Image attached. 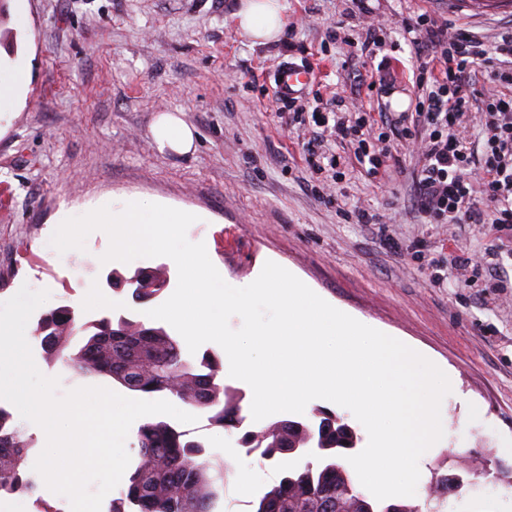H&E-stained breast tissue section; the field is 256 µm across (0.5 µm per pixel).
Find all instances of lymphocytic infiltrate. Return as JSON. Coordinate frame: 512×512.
<instances>
[{"label": "lymphocytic infiltrate", "mask_w": 512, "mask_h": 512, "mask_svg": "<svg viewBox=\"0 0 512 512\" xmlns=\"http://www.w3.org/2000/svg\"><path fill=\"white\" fill-rule=\"evenodd\" d=\"M418 62L412 111L396 113L415 158L412 206L428 224H512V28L494 49L467 29L449 31L447 23L418 15L403 30ZM479 87L462 88L465 74ZM321 145H308L309 169L336 171L341 158L326 149L337 140L349 144L369 174L387 170L394 155L388 141L373 143L371 123L346 112L312 111ZM481 120L482 156L474 158L466 123Z\"/></svg>", "instance_id": "1"}]
</instances>
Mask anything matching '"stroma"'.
<instances>
[{"label": "stroma", "instance_id": "1", "mask_svg": "<svg viewBox=\"0 0 512 512\" xmlns=\"http://www.w3.org/2000/svg\"><path fill=\"white\" fill-rule=\"evenodd\" d=\"M278 40L254 45L235 13L239 0H0V65L28 70L24 104L0 116V302L21 286L48 290L42 311L72 307L84 319L103 315L143 319L146 304L131 287L107 284L112 264L105 232H92L81 250L58 255L50 243L65 206L109 196H144L207 216L191 225L189 241L207 245L227 283L245 282L273 261L328 303L402 341L447 369L451 393L441 405L448 428L443 447L424 462L466 474L472 458L486 470L449 495L450 512L495 490L512 489V224H424L411 209L415 166L399 138V166L373 178L346 170L331 186L333 203L311 192L300 159L313 127L276 117L269 76L285 61L305 60L324 101L345 99L349 110L392 112L393 95L412 96L415 56L402 42L405 19L427 13L451 28L465 27L494 46L512 26V0H284ZM375 31L399 43L389 55L387 83L365 90L376 60L356 53ZM178 111L196 133L188 155L159 153L154 118ZM359 209L372 224H350ZM475 256L462 270L459 256ZM29 344L39 371L60 391L103 386L46 359ZM189 425L226 477L213 512H252L280 478L278 464L241 443L244 429ZM249 472L253 489L238 495ZM0 512H70L64 496L36 481L32 491L0 498Z\"/></svg>", "mask_w": 512, "mask_h": 512}]
</instances>
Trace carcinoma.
I'll use <instances>...</instances> for the list:
<instances>
[{
    "mask_svg": "<svg viewBox=\"0 0 512 512\" xmlns=\"http://www.w3.org/2000/svg\"><path fill=\"white\" fill-rule=\"evenodd\" d=\"M133 278L154 284L133 289L140 302L153 300L169 285L167 270L139 269ZM47 359L75 370L110 377L130 391L171 394L208 415L213 426H242V398L224 386L222 361L209 352L193 361L165 328L108 316L82 322L75 311L60 307L42 315L35 328ZM138 460L126 489L112 499L109 512H211L224 482V466L206 455L202 442L171 424L152 418L136 434ZM247 448L282 469L279 483L253 503L252 512H421L416 506L388 507L358 489L343 464L356 446V434L336 414L319 411L312 420L271 422L242 436ZM30 441L0 407V490L27 493L33 481L25 462ZM468 481L449 485L437 479L429 488L427 509L444 512L449 494H459Z\"/></svg>",
    "mask_w": 512,
    "mask_h": 512,
    "instance_id": "1",
    "label": "carcinoma"
}]
</instances>
